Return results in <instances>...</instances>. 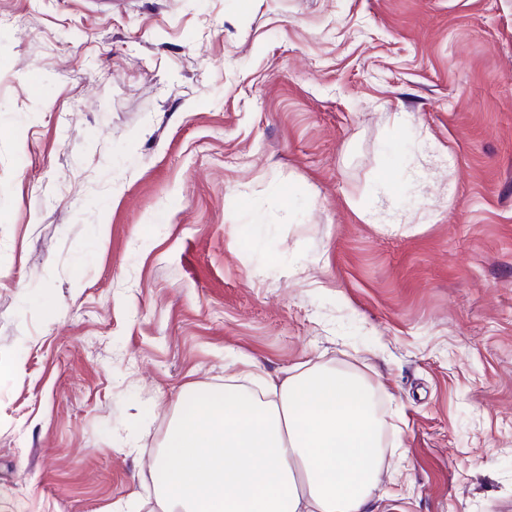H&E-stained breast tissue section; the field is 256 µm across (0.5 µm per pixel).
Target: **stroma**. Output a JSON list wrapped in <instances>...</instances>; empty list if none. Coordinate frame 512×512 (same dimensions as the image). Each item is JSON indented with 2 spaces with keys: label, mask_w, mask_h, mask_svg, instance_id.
Returning <instances> with one entry per match:
<instances>
[{
  "label": "stroma",
  "mask_w": 512,
  "mask_h": 512,
  "mask_svg": "<svg viewBox=\"0 0 512 512\" xmlns=\"http://www.w3.org/2000/svg\"><path fill=\"white\" fill-rule=\"evenodd\" d=\"M243 360L377 387L375 512H512V0H0V512H152Z\"/></svg>",
  "instance_id": "35a3bbf8"
}]
</instances>
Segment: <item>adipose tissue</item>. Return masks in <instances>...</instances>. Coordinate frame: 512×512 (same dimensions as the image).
I'll return each instance as SVG.
<instances>
[{
	"label": "adipose tissue",
	"mask_w": 512,
	"mask_h": 512,
	"mask_svg": "<svg viewBox=\"0 0 512 512\" xmlns=\"http://www.w3.org/2000/svg\"><path fill=\"white\" fill-rule=\"evenodd\" d=\"M179 393L152 471L159 512H372L385 421L375 386L312 367Z\"/></svg>",
	"instance_id": "ef3b65f1"
}]
</instances>
